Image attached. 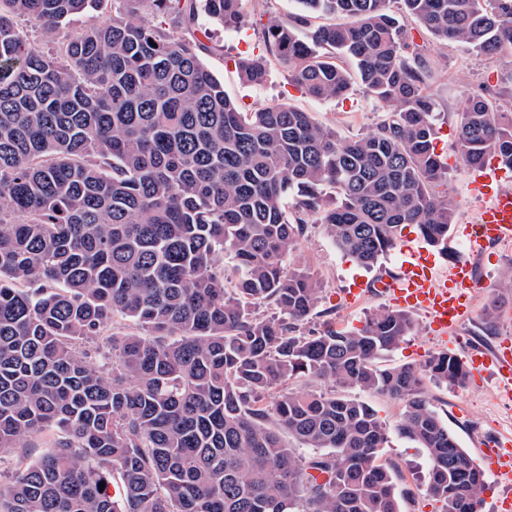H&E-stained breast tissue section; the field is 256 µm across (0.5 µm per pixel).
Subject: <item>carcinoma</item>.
<instances>
[{
  "instance_id": "1",
  "label": "carcinoma",
  "mask_w": 512,
  "mask_h": 512,
  "mask_svg": "<svg viewBox=\"0 0 512 512\" xmlns=\"http://www.w3.org/2000/svg\"><path fill=\"white\" fill-rule=\"evenodd\" d=\"M297 2L264 41L310 97L360 80L383 118L355 139L285 102L239 111L200 59L206 44L153 22L188 26L202 10L236 29L243 0H0V460L17 458L0 512H400L387 427L341 390L401 401L397 432L426 450L441 512H477L485 473L425 396L428 382H466L460 360L378 368L413 331L399 310L302 332L320 282L285 265L308 224L368 269L407 226L448 252L458 204L408 23L512 56V0ZM320 16L335 22L296 34ZM21 18L50 52L29 46ZM238 69L260 86L268 60ZM510 85L512 73L468 97L463 166L512 170ZM261 304L273 313L255 316Z\"/></svg>"
}]
</instances>
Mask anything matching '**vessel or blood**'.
Instances as JSON below:
<instances>
[{
	"label": "vessel or blood",
	"instance_id": "vessel-or-blood-1",
	"mask_svg": "<svg viewBox=\"0 0 512 512\" xmlns=\"http://www.w3.org/2000/svg\"><path fill=\"white\" fill-rule=\"evenodd\" d=\"M506 178L498 161L473 167L470 189L481 207L476 223L461 225L458 232V245L467 249V256L454 259L441 274L428 250L404 249L399 273L375 281L376 292L399 308L425 313L438 334H453L472 315L486 286L470 262V255L481 253L490 244L512 240V191L502 187ZM464 363L468 377H496L506 396L512 397L511 341L500 342L492 352L471 355ZM482 456L498 481L512 484V447L491 439L483 442Z\"/></svg>",
	"mask_w": 512,
	"mask_h": 512
}]
</instances>
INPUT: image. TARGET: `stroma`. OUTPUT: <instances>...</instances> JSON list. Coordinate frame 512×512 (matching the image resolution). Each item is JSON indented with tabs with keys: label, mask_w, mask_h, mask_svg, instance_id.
<instances>
[{
	"label": "stroma",
	"mask_w": 512,
	"mask_h": 512,
	"mask_svg": "<svg viewBox=\"0 0 512 512\" xmlns=\"http://www.w3.org/2000/svg\"><path fill=\"white\" fill-rule=\"evenodd\" d=\"M246 26L227 30L206 16H199L197 26L207 31L209 50L203 60L221 82L225 93L243 112H254L274 102H287L309 112L324 127L334 131L341 140L365 133L382 118L361 84H354L348 95L340 99L319 100L302 94L288 79V72L278 62H270L264 85L256 87L243 82L234 65L237 57L266 53L263 39L266 26L272 22L291 23L298 13L296 0H246ZM415 41L423 45L433 65L429 80L430 91L438 102V145L451 159L449 187L458 202L456 223L471 224L477 217L478 206L471 197L469 172L456 163L458 154V114L465 99L479 85L495 81L498 73L507 71V61L490 62L467 51L458 43L440 44L426 30L414 28ZM413 227H406L399 239L400 247L391 251L373 269L357 265L339 252L320 225H308L291 265L314 271L322 285L321 300L308 329L322 328L328 322L352 330L361 327L366 317L386 308L387 302L371 295L357 302H347L345 296L355 282L370 281L396 271L406 245L419 244ZM477 272L486 284L477 300L475 310L454 331L448 340L432 336L425 315L413 314L414 329L393 350L382 354L378 367L419 364L431 354L446 352L466 357L473 349L489 350L506 337H512V243H499L487 248L474 259ZM426 394L474 463H481L480 444L497 437L512 442V399L505 396L494 377L482 385L463 387L427 385ZM377 416L390 430L382 459L391 469L401 512H440V505L426 491L428 460L425 449L401 437L396 425L403 413L400 401L379 393L363 396Z\"/></svg>",
	"instance_id": "obj_1"
}]
</instances>
